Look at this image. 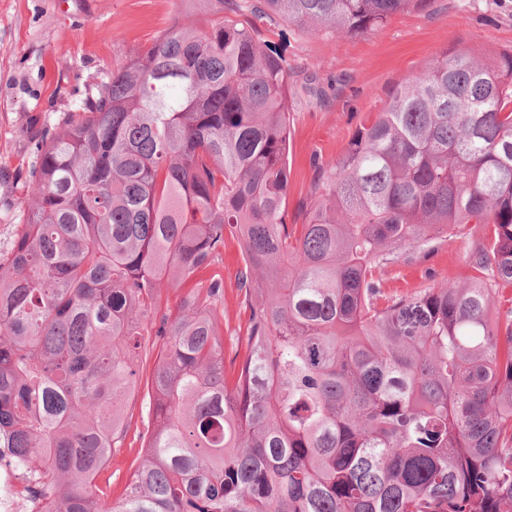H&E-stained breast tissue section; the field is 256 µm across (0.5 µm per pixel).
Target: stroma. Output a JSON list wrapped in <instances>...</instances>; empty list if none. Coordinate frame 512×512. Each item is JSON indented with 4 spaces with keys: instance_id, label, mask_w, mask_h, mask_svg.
Segmentation results:
<instances>
[{
    "instance_id": "obj_1",
    "label": "stroma",
    "mask_w": 512,
    "mask_h": 512,
    "mask_svg": "<svg viewBox=\"0 0 512 512\" xmlns=\"http://www.w3.org/2000/svg\"><path fill=\"white\" fill-rule=\"evenodd\" d=\"M205 26L203 0H0V258L26 222L25 177L35 161L28 127L55 133L100 76L124 64L163 31L173 16ZM262 44L288 63V221L304 220L315 160L338 157L359 126L394 90L433 58L467 50L512 52V0H427L385 26L358 36L323 35L285 21L260 26ZM475 238L461 227L452 239L421 253L404 247L379 272L384 297L429 284L465 281V256ZM236 240L224 247V355L232 357L244 314ZM140 360L125 413V447L115 449L95 484L104 502L120 497L143 456L151 425L148 381Z\"/></svg>"
}]
</instances>
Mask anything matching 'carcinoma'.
<instances>
[{
	"instance_id": "cac0c4a2",
	"label": "carcinoma",
	"mask_w": 512,
	"mask_h": 512,
	"mask_svg": "<svg viewBox=\"0 0 512 512\" xmlns=\"http://www.w3.org/2000/svg\"><path fill=\"white\" fill-rule=\"evenodd\" d=\"M425 2L252 15L360 35ZM206 5L207 27L175 17L75 119L31 133V206L0 260V464L31 512H512V52L444 53L399 85L315 162L290 224L288 64ZM459 224L479 233L471 281L381 301L391 254ZM230 237L246 329L229 376ZM143 350L154 425L99 506Z\"/></svg>"
}]
</instances>
